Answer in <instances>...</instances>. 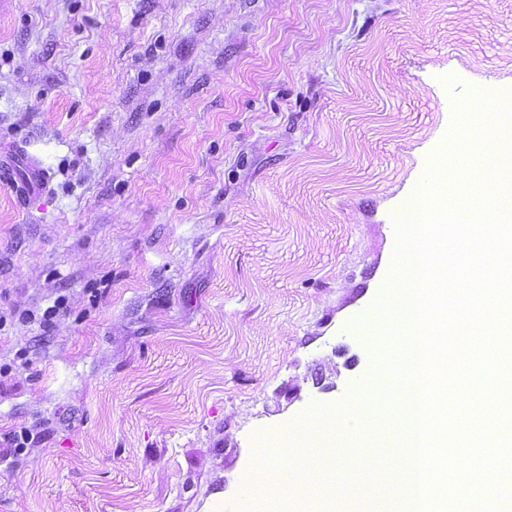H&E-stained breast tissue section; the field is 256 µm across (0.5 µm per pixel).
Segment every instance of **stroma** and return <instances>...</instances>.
Instances as JSON below:
<instances>
[{
  "instance_id": "stroma-1",
  "label": "stroma",
  "mask_w": 512,
  "mask_h": 512,
  "mask_svg": "<svg viewBox=\"0 0 512 512\" xmlns=\"http://www.w3.org/2000/svg\"><path fill=\"white\" fill-rule=\"evenodd\" d=\"M512 0H10L0 512H243L255 436L386 376L395 217ZM14 175L11 188L22 201L36 200L50 187L53 176L42 161L23 148L2 145L0 148V175Z\"/></svg>"
}]
</instances>
